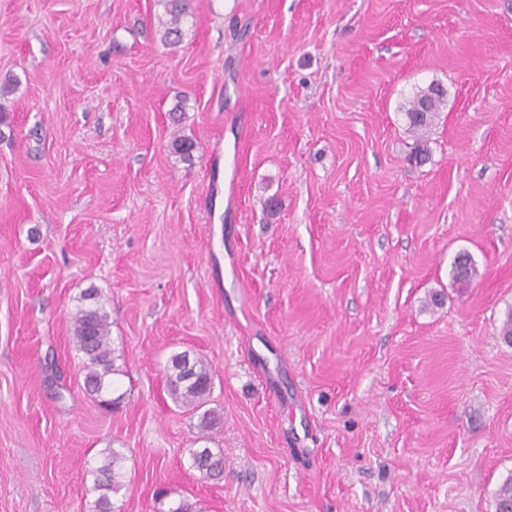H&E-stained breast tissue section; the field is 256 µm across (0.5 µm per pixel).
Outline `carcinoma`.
I'll list each match as a JSON object with an SVG mask.
<instances>
[{"mask_svg":"<svg viewBox=\"0 0 512 512\" xmlns=\"http://www.w3.org/2000/svg\"><path fill=\"white\" fill-rule=\"evenodd\" d=\"M164 5L166 21L163 23L161 40L166 46L177 47L183 38V23L188 16V0H160ZM446 90L439 83L419 88L408 101L405 117L408 127L417 135L426 133L445 102ZM196 149L195 142L185 136L177 135L172 141V150L179 157L189 160ZM463 260L462 269L453 270L455 280L461 284L469 283L476 275V269L470 256L459 255ZM73 340L76 350L83 357V385L87 393L98 397L105 394L113 381L111 377L119 373L116 367L111 339L109 315L94 289L85 290L80 297V306L72 314ZM186 354L177 353L171 357L166 384L168 395L174 403L191 412L202 411L197 427L200 439H211L216 416L211 410L204 409L213 385L211 367L202 359L191 361L189 370L179 368ZM192 465L201 474L209 478H218L224 473V455L211 448L190 449ZM122 455L112 449L104 457L102 464L93 470L94 489L99 491L97 498L88 508V512H112L110 496L117 495L125 488L122 472ZM496 510L512 512V478L506 480L496 494Z\"/></svg>","mask_w":512,"mask_h":512,"instance_id":"carcinoma-1","label":"carcinoma"}]
</instances>
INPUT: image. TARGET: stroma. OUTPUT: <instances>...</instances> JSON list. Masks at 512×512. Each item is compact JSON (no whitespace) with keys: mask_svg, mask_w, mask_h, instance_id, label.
Wrapping results in <instances>:
<instances>
[{"mask_svg":"<svg viewBox=\"0 0 512 512\" xmlns=\"http://www.w3.org/2000/svg\"><path fill=\"white\" fill-rule=\"evenodd\" d=\"M0 0V512H495L512 475V0ZM448 102L428 159L402 108ZM201 148L172 153L169 112ZM478 274L452 276L458 253ZM98 289L124 399L88 394ZM206 360L212 448L166 390ZM164 5L166 21L161 40L166 46L177 47L183 38V23L188 16V0H159ZM190 456L192 465L201 474L208 478H219L224 473V455L218 449L214 451L212 448H191ZM122 459L118 451L108 450L102 464L93 470V489L99 491V494L88 508L89 512H112L110 494L117 495L126 486L120 465Z\"/></svg>","mask_w":512,"mask_h":512,"instance_id":"stroma-1","label":"stroma"}]
</instances>
